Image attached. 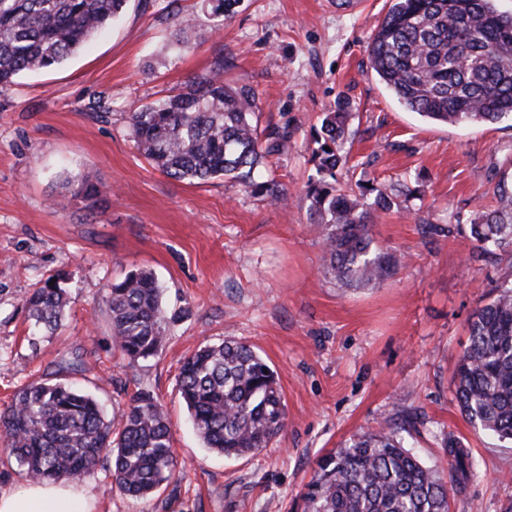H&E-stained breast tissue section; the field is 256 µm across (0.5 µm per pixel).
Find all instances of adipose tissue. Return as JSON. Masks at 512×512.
Masks as SVG:
<instances>
[{
	"label": "adipose tissue",
	"instance_id": "1",
	"mask_svg": "<svg viewBox=\"0 0 512 512\" xmlns=\"http://www.w3.org/2000/svg\"><path fill=\"white\" fill-rule=\"evenodd\" d=\"M94 497L79 482H25L0 492V512H93Z\"/></svg>",
	"mask_w": 512,
	"mask_h": 512
}]
</instances>
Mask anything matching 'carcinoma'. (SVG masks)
Segmentation results:
<instances>
[{"mask_svg": "<svg viewBox=\"0 0 512 512\" xmlns=\"http://www.w3.org/2000/svg\"><path fill=\"white\" fill-rule=\"evenodd\" d=\"M129 0H0V88L21 75L55 68L120 17ZM497 0H395L377 25L369 61L384 86L411 112L446 124L512 122V12ZM256 90L224 83V57L208 74L177 94L129 113L141 153L179 181L222 177L266 192L285 194L261 168L280 153L277 128L259 137L253 116ZM350 103L339 100L312 135L316 176L307 185L320 227L326 273L342 288L375 286L402 263V255L376 245L373 211H388L387 188L359 179L344 188L336 170L347 162ZM100 186L83 179L73 194L94 200ZM498 208L470 224L481 253L512 257V191L498 187ZM373 199L367 204V199ZM34 323L57 329L67 306L58 283L46 279L25 299ZM112 339L133 363L158 355L168 324L154 274L135 269L107 295ZM470 342L452 374L454 398L473 426L512 441V282L477 309ZM178 391L205 447L238 458L267 448L285 430L286 410L277 373L233 336L185 357ZM0 447L33 482L79 480L98 464H112L115 484L141 500L176 479L177 458L167 417L141 393L118 423L97 400L72 382L45 377L19 389L0 412ZM441 447L448 473L425 464L395 430L353 436L321 457L299 495L300 512H451L448 484L475 476L459 441Z\"/></svg>", "mask_w": 512, "mask_h": 512, "instance_id": "obj_1", "label": "carcinoma"}]
</instances>
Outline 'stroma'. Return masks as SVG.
Returning <instances> with one entry per match:
<instances>
[{
  "label": "stroma",
  "instance_id": "obj_1",
  "mask_svg": "<svg viewBox=\"0 0 512 512\" xmlns=\"http://www.w3.org/2000/svg\"><path fill=\"white\" fill-rule=\"evenodd\" d=\"M391 0H237L217 20L202 0H130L124 15L61 66L0 89V410L45 375L79 384L119 419L150 392L172 426L177 480L144 500L115 485L110 464L83 482L97 512H293L318 458L354 434L417 418L409 445L440 469L450 436L471 448L474 480L453 512H502L512 499V443L473 427L451 385L468 320L512 260L480 257L469 226L512 188V127L443 125L402 106L368 60ZM195 26L175 45L178 22ZM224 58V77L258 93L259 129L286 140L266 163L288 204L221 178L189 183L137 150L128 115L166 98ZM348 99L354 135L342 183L390 189L378 245L409 262L377 287L347 291L325 272L304 185L311 133ZM83 178L102 188L73 196ZM420 187L421 198L405 188ZM440 225L437 233L426 224ZM152 270L170 323L158 356L135 364L112 347L106 297L133 269ZM69 304L60 327H34L22 305L48 277ZM233 336L277 372L288 427L259 452L227 459L205 448L178 392L184 357Z\"/></svg>",
  "mask_w": 512,
  "mask_h": 512
}]
</instances>
